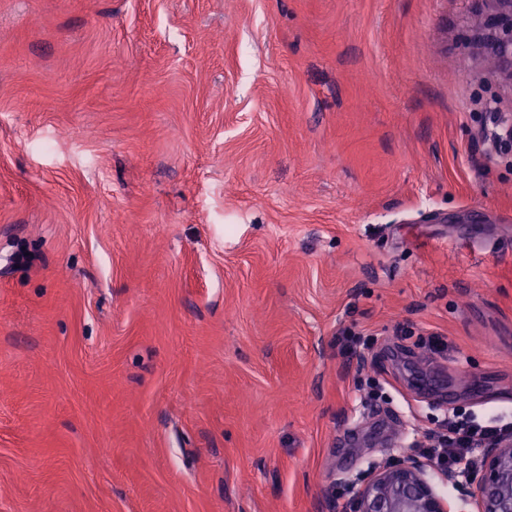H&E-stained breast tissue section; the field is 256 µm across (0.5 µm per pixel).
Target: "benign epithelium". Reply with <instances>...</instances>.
<instances>
[{"label":"benign epithelium","mask_w":512,"mask_h":512,"mask_svg":"<svg viewBox=\"0 0 512 512\" xmlns=\"http://www.w3.org/2000/svg\"><path fill=\"white\" fill-rule=\"evenodd\" d=\"M486 2L479 43L500 78L512 84V0ZM469 497L478 512H512V437L499 438L483 450ZM351 512H459V505L437 493L419 462L392 459L356 491Z\"/></svg>","instance_id":"1"}]
</instances>
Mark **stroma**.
<instances>
[{
  "instance_id": "stroma-1",
  "label": "stroma",
  "mask_w": 512,
  "mask_h": 512,
  "mask_svg": "<svg viewBox=\"0 0 512 512\" xmlns=\"http://www.w3.org/2000/svg\"><path fill=\"white\" fill-rule=\"evenodd\" d=\"M478 23L0 0V512H348L445 416L512 412Z\"/></svg>"
}]
</instances>
